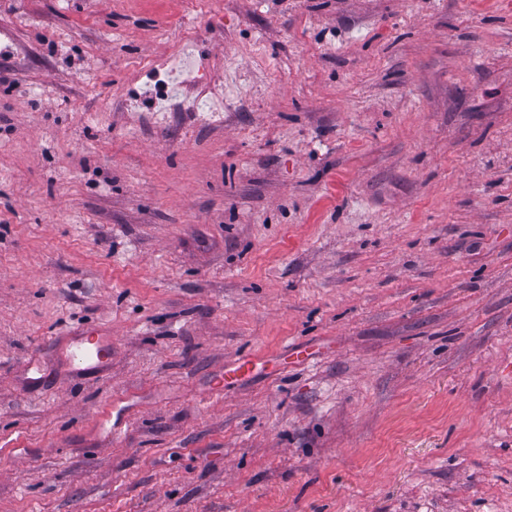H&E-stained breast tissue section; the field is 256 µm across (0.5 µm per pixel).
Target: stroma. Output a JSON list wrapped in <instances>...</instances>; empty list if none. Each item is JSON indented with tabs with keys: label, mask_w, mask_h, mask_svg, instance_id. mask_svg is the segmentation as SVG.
Segmentation results:
<instances>
[{
	"label": "stroma",
	"mask_w": 512,
	"mask_h": 512,
	"mask_svg": "<svg viewBox=\"0 0 512 512\" xmlns=\"http://www.w3.org/2000/svg\"><path fill=\"white\" fill-rule=\"evenodd\" d=\"M0 29V512H512V0H0ZM73 356L79 364L81 373L95 372L101 369L111 358L112 349L103 344L99 336H86L76 347Z\"/></svg>",
	"instance_id": "1"
}]
</instances>
